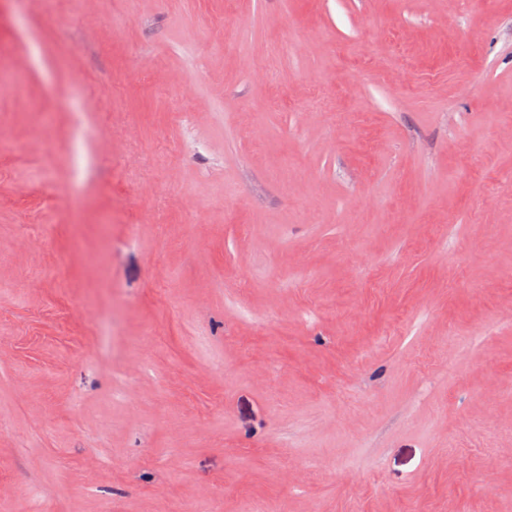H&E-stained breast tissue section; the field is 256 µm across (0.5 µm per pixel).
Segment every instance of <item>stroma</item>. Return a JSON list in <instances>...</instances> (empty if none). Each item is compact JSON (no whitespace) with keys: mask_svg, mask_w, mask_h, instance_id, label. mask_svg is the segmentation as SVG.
Instances as JSON below:
<instances>
[{"mask_svg":"<svg viewBox=\"0 0 512 512\" xmlns=\"http://www.w3.org/2000/svg\"><path fill=\"white\" fill-rule=\"evenodd\" d=\"M0 138V512H512V0H0Z\"/></svg>","mask_w":512,"mask_h":512,"instance_id":"stroma-1","label":"stroma"}]
</instances>
